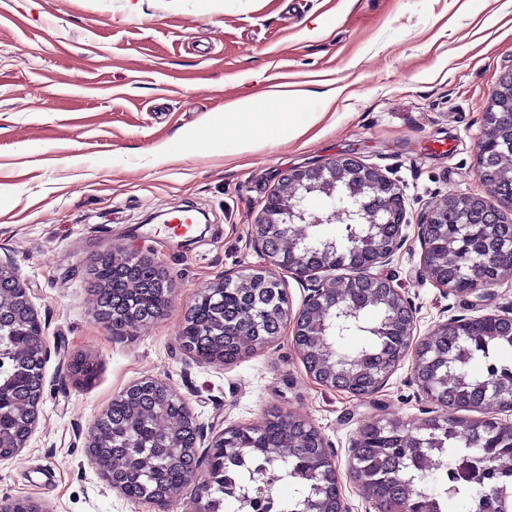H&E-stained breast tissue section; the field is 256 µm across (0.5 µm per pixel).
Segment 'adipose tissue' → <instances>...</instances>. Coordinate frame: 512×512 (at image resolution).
Masks as SVG:
<instances>
[{
  "label": "adipose tissue",
  "mask_w": 512,
  "mask_h": 512,
  "mask_svg": "<svg viewBox=\"0 0 512 512\" xmlns=\"http://www.w3.org/2000/svg\"><path fill=\"white\" fill-rule=\"evenodd\" d=\"M318 119L319 115L315 112H268L245 99L237 102L221 120L207 122L198 135L208 139L217 128H224L226 136L220 141V148L225 155H238L262 149L273 132L283 137L297 138Z\"/></svg>",
  "instance_id": "adipose-tissue-1"
}]
</instances>
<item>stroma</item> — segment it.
<instances>
[{
    "label": "stroma",
    "instance_id": "35a3bbf8",
    "mask_svg": "<svg viewBox=\"0 0 512 512\" xmlns=\"http://www.w3.org/2000/svg\"><path fill=\"white\" fill-rule=\"evenodd\" d=\"M512 72V0H0V263L26 287L42 324L43 391L25 448L0 462V501L43 512H188L194 484L168 506L113 489L87 459L98 416L129 386L180 393L204 437L260 423L271 410L321 433L347 512L373 505L348 472L362 429L382 418L421 425L451 416L422 390L412 357L374 393L316 381L292 319L313 282L270 265L254 242L266 198L291 167L352 155L391 178L407 224L384 272L411 306L414 343L453 317L512 313V272L480 296L439 288L422 264L420 226L450 196L482 197L477 142L504 72ZM338 88L333 101L319 96ZM294 99L272 111L318 112L293 140L227 156L185 140L241 99ZM182 138L174 159L158 149ZM198 215L173 234L162 216ZM153 258L173 281L158 319L123 336L96 317L89 273L103 253ZM245 268L280 282L289 320L233 363L182 347L199 291ZM97 366L76 384L73 358Z\"/></svg>",
    "mask_w": 512,
    "mask_h": 512
}]
</instances>
